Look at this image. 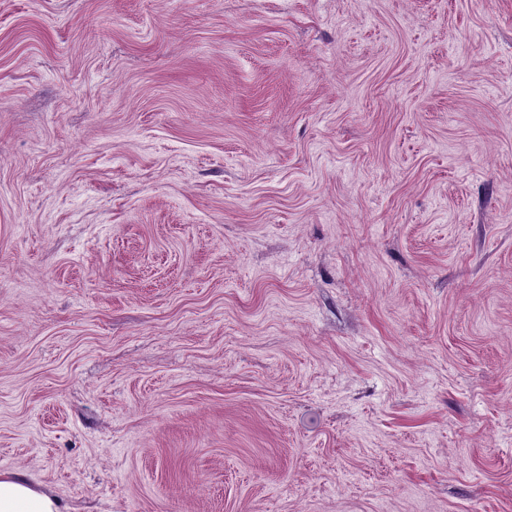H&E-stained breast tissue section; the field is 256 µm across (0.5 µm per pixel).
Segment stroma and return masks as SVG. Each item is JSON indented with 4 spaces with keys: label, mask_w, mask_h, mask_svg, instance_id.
Returning a JSON list of instances; mask_svg holds the SVG:
<instances>
[{
    "label": "stroma",
    "mask_w": 512,
    "mask_h": 512,
    "mask_svg": "<svg viewBox=\"0 0 512 512\" xmlns=\"http://www.w3.org/2000/svg\"><path fill=\"white\" fill-rule=\"evenodd\" d=\"M0 473L512 512V0H0Z\"/></svg>",
    "instance_id": "35a3bbf8"
}]
</instances>
